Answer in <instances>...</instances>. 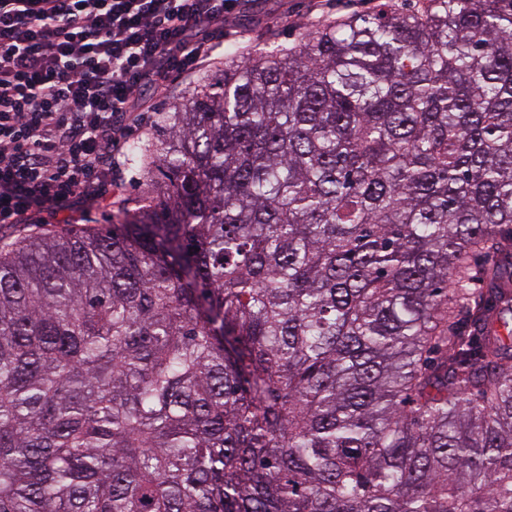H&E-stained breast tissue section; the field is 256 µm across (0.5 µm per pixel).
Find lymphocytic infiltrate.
Returning <instances> with one entry per match:
<instances>
[{"mask_svg":"<svg viewBox=\"0 0 512 512\" xmlns=\"http://www.w3.org/2000/svg\"><path fill=\"white\" fill-rule=\"evenodd\" d=\"M239 3L0 0V224L103 200L146 94L216 60Z\"/></svg>","mask_w":512,"mask_h":512,"instance_id":"obj_1","label":"lymphocytic infiltrate"}]
</instances>
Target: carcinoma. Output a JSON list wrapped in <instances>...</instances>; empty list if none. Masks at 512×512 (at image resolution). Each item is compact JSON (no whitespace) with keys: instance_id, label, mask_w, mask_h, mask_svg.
Listing matches in <instances>:
<instances>
[{"instance_id":"cac0c4a2","label":"carcinoma","mask_w":512,"mask_h":512,"mask_svg":"<svg viewBox=\"0 0 512 512\" xmlns=\"http://www.w3.org/2000/svg\"><path fill=\"white\" fill-rule=\"evenodd\" d=\"M164 125L0 248V512H512V0L229 47Z\"/></svg>"}]
</instances>
